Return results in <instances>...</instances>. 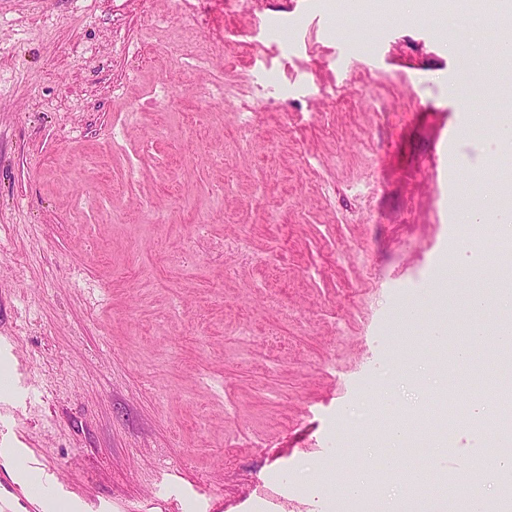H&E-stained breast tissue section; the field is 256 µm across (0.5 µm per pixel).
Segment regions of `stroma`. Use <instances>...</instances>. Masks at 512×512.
I'll return each instance as SVG.
<instances>
[{
	"instance_id": "obj_1",
	"label": "stroma",
	"mask_w": 512,
	"mask_h": 512,
	"mask_svg": "<svg viewBox=\"0 0 512 512\" xmlns=\"http://www.w3.org/2000/svg\"><path fill=\"white\" fill-rule=\"evenodd\" d=\"M457 35L494 67L458 0H0L11 512H331L403 462L383 429L445 383L425 324L472 323L484 282L430 299L508 151ZM430 456L496 463L466 428Z\"/></svg>"
}]
</instances>
